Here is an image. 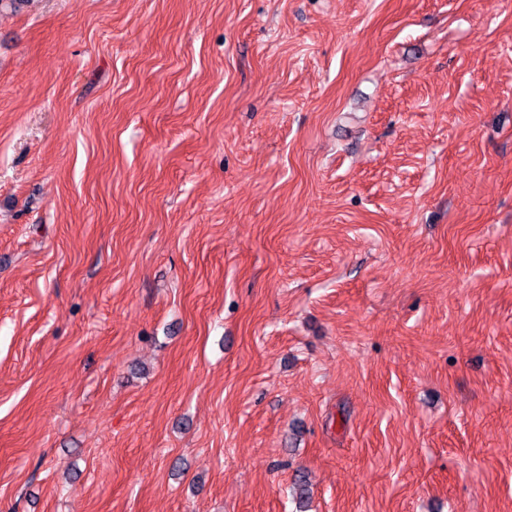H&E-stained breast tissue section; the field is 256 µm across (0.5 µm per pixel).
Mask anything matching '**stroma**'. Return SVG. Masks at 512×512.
<instances>
[{
  "mask_svg": "<svg viewBox=\"0 0 512 512\" xmlns=\"http://www.w3.org/2000/svg\"><path fill=\"white\" fill-rule=\"evenodd\" d=\"M512 512V0L0 9V512Z\"/></svg>",
  "mask_w": 512,
  "mask_h": 512,
  "instance_id": "1",
  "label": "stroma"
}]
</instances>
